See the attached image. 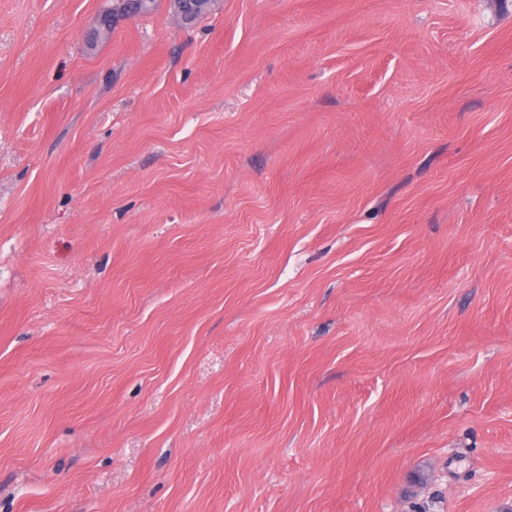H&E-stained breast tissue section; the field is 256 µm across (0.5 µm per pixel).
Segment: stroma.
<instances>
[{
	"instance_id": "1",
	"label": "stroma",
	"mask_w": 512,
	"mask_h": 512,
	"mask_svg": "<svg viewBox=\"0 0 512 512\" xmlns=\"http://www.w3.org/2000/svg\"><path fill=\"white\" fill-rule=\"evenodd\" d=\"M0 0V512H512V0Z\"/></svg>"
}]
</instances>
